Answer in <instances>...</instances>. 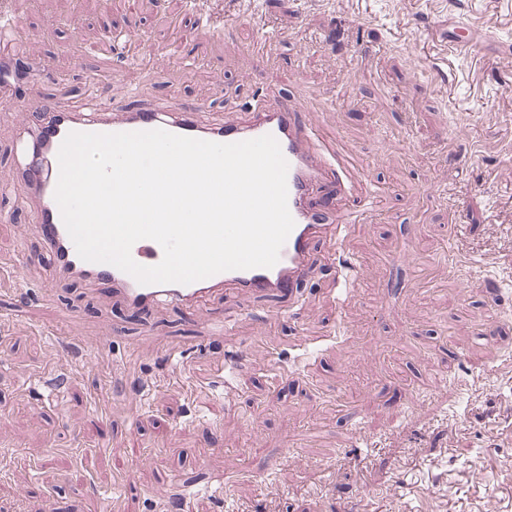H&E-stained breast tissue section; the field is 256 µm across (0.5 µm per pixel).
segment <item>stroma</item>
I'll return each instance as SVG.
<instances>
[{
  "label": "stroma",
  "mask_w": 512,
  "mask_h": 512,
  "mask_svg": "<svg viewBox=\"0 0 512 512\" xmlns=\"http://www.w3.org/2000/svg\"><path fill=\"white\" fill-rule=\"evenodd\" d=\"M9 11L0 53L44 70L31 104L82 111L95 73L113 107L201 101L206 124L291 99L348 191L294 300L127 310L30 267L52 258L15 172L25 117L0 101V512H169L185 491L188 512H512V0Z\"/></svg>",
  "instance_id": "stroma-1"
}]
</instances>
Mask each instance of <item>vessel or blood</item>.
I'll return each mask as SVG.
<instances>
[{
    "instance_id": "obj_1",
    "label": "vessel or blood",
    "mask_w": 512,
    "mask_h": 512,
    "mask_svg": "<svg viewBox=\"0 0 512 512\" xmlns=\"http://www.w3.org/2000/svg\"><path fill=\"white\" fill-rule=\"evenodd\" d=\"M198 110L193 103L166 109L132 103L122 113L91 120L82 114L60 111L49 102L40 105L41 119L33 136L32 156L22 175L31 185L34 217L43 242L56 258V273L109 283L113 299L134 310L193 304L227 285L249 294L296 297L299 284L309 276L313 243L330 226L335 202L345 192L340 170L314 149L311 111L282 100L253 109L247 121L204 126L195 118ZM154 129L217 143H235L267 134L275 137L288 163V208L295 225L274 267L225 271L187 285H143L112 265L87 262L78 256L54 198L59 177L58 151L63 140L71 132ZM131 254L137 263L152 266L161 261L163 250L155 241L144 239L133 245Z\"/></svg>"
}]
</instances>
